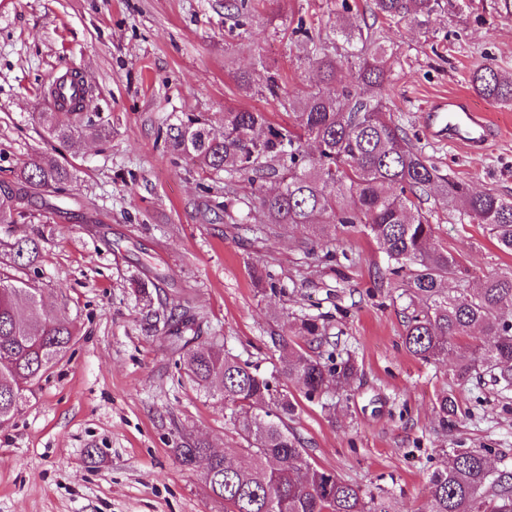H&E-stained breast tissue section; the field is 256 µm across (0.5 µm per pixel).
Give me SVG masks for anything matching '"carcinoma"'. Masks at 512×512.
Returning a JSON list of instances; mask_svg holds the SVG:
<instances>
[{
    "label": "carcinoma",
    "instance_id": "carcinoma-1",
    "mask_svg": "<svg viewBox=\"0 0 512 512\" xmlns=\"http://www.w3.org/2000/svg\"><path fill=\"white\" fill-rule=\"evenodd\" d=\"M375 13L409 19L421 28L440 8V0H374ZM348 19L324 39L300 22L298 41L312 45L308 62L319 83L289 104L295 122L275 125L257 111L224 109L220 125L186 115L170 123L165 143L179 156L229 176L247 177L260 208V226L299 230L317 243L322 225L358 228L382 245L395 275L404 274L403 343L413 356L437 361L454 341L480 335L478 359L457 357L461 385L477 366L494 381L512 388V270L486 278L477 288H451L459 263L433 243L435 227L417 211V201L432 193L448 206L486 227L504 251L512 252V198L488 190L473 193L443 174L407 139L386 103L389 58L385 46L363 30L348 0ZM472 87L480 94L512 103V80L492 65L476 69ZM85 95L70 99L51 90L54 112L39 119L51 138L66 145L83 134L106 138L109 118L83 111ZM312 141L316 152L304 144ZM277 176L280 187L267 192L264 182ZM65 165L45 164L33 156L10 180L0 181V228L29 217L26 204L37 191L58 193L71 180ZM12 268L27 270L40 257V241L0 238ZM176 344L186 374L197 389L224 400V418L245 444L243 453H216L200 440L173 449L184 466L204 458L205 485L224 502V512H389L385 502L311 463L301 439L288 427L294 404L282 383H291L308 399L329 389H347L357 376L351 358L334 352L313 355L294 348L282 336L279 365L265 373L219 345L193 335L174 313H152ZM298 335L328 343L319 318L300 320ZM68 323L44 309L41 289L0 270V424L10 421L25 400L28 385L42 377L71 348ZM457 398L439 401L443 423L457 416ZM490 448L457 449L430 477L429 512H512V469L491 465Z\"/></svg>",
    "mask_w": 512,
    "mask_h": 512
}]
</instances>
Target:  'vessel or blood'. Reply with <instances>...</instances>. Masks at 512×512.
<instances>
[{"instance_id": "1", "label": "vessel or blood", "mask_w": 512, "mask_h": 512, "mask_svg": "<svg viewBox=\"0 0 512 512\" xmlns=\"http://www.w3.org/2000/svg\"><path fill=\"white\" fill-rule=\"evenodd\" d=\"M426 130L431 137L445 135L450 141L470 147L484 145L491 136L481 115L458 97L436 102L428 108Z\"/></svg>"}]
</instances>
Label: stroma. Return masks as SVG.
<instances>
[{"mask_svg":"<svg viewBox=\"0 0 512 512\" xmlns=\"http://www.w3.org/2000/svg\"><path fill=\"white\" fill-rule=\"evenodd\" d=\"M252 2L239 17L225 0H0V180L35 154L73 171L55 208L34 202L41 224L12 225L11 235L40 233L28 277L76 333L0 425V512H224L204 464L186 468L173 449L192 436L235 452L240 440L223 400L197 391L169 335L149 328L140 282L156 308L190 310L202 336H222L226 351L265 371L279 362L271 335L304 345L295 324L319 317L359 371L347 392L318 401L289 388L288 425L312 462L384 495L391 512H427L429 479L452 449L491 448L497 467L512 468V390L483 370L458 385L463 345L431 363L405 349V299L380 244L330 224L327 258L308 253L301 233L256 231L259 203L246 181L165 147L161 132L176 117L207 119L227 106L288 125L282 98L318 82L291 31L302 20L331 33L336 0ZM355 2L390 54L396 124L442 174L512 197V104L470 83L487 63L512 77V0H442L424 29ZM72 71L88 89L87 111L109 116L108 139L65 147L39 122L54 79ZM243 72L250 88L236 80ZM271 72L276 98L265 89ZM459 94L494 128L484 147L425 131L427 105ZM422 209L467 284L512 268V252L445 198ZM260 272L275 276L276 292L257 288ZM449 393L459 411L446 427L438 402Z\"/></svg>","mask_w":512,"mask_h":512,"instance_id":"35a3bbf8","label":"stroma"}]
</instances>
